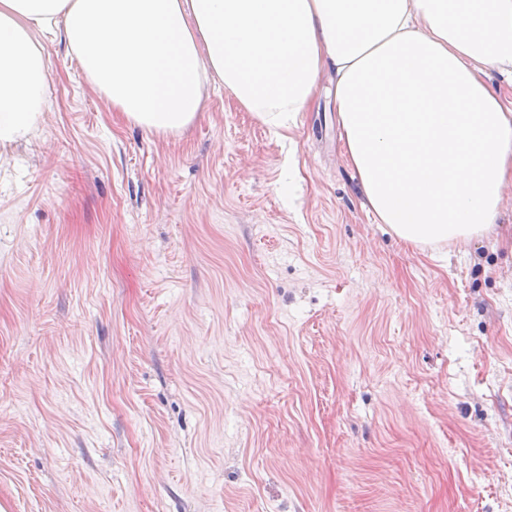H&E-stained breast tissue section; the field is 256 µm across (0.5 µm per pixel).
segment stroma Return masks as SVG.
Returning a JSON list of instances; mask_svg holds the SVG:
<instances>
[{"mask_svg":"<svg viewBox=\"0 0 512 512\" xmlns=\"http://www.w3.org/2000/svg\"><path fill=\"white\" fill-rule=\"evenodd\" d=\"M45 52L0 158L6 512H512V240L398 241L332 97L288 198L229 95L149 135Z\"/></svg>","mask_w":512,"mask_h":512,"instance_id":"35a3bbf8","label":"stroma"}]
</instances>
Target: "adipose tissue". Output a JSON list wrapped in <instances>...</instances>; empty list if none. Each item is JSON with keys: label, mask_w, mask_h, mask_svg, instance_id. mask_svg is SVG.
<instances>
[{"label": "adipose tissue", "mask_w": 512, "mask_h": 512, "mask_svg": "<svg viewBox=\"0 0 512 512\" xmlns=\"http://www.w3.org/2000/svg\"><path fill=\"white\" fill-rule=\"evenodd\" d=\"M62 39L113 111L186 134L224 89L282 143L334 72L344 154L376 221L426 250L497 231L512 182V0H0V149L48 107Z\"/></svg>", "instance_id": "adipose-tissue-1"}]
</instances>
